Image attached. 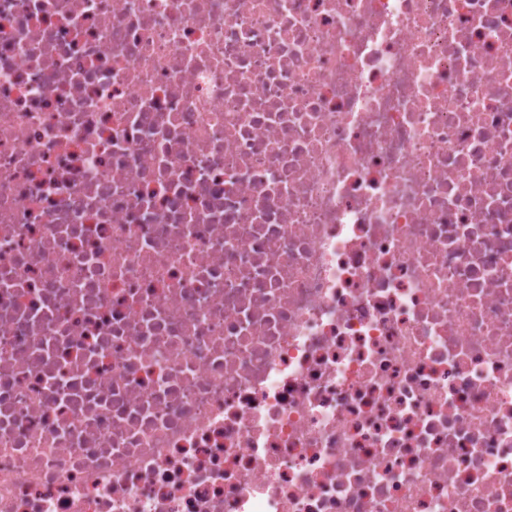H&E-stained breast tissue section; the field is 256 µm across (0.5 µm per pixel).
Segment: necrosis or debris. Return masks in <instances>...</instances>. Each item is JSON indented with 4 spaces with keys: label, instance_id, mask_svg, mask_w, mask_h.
I'll return each instance as SVG.
<instances>
[{
    "label": "necrosis or debris",
    "instance_id": "4bbe7bcc",
    "mask_svg": "<svg viewBox=\"0 0 512 512\" xmlns=\"http://www.w3.org/2000/svg\"><path fill=\"white\" fill-rule=\"evenodd\" d=\"M0 512H512V0H0Z\"/></svg>",
    "mask_w": 512,
    "mask_h": 512
}]
</instances>
